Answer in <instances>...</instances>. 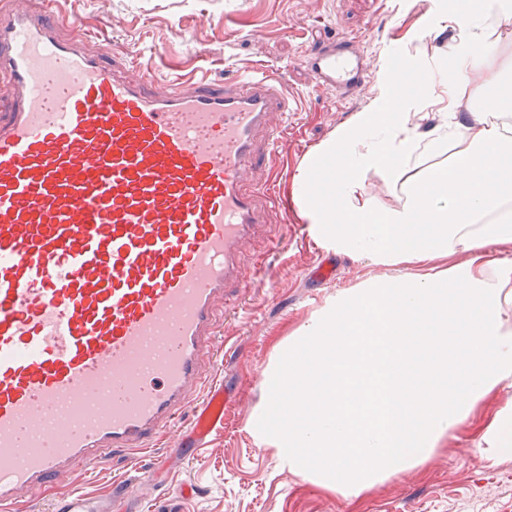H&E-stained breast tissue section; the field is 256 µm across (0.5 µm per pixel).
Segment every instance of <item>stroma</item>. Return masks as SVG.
<instances>
[{
	"instance_id": "35a3bbf8",
	"label": "stroma",
	"mask_w": 512,
	"mask_h": 512,
	"mask_svg": "<svg viewBox=\"0 0 512 512\" xmlns=\"http://www.w3.org/2000/svg\"><path fill=\"white\" fill-rule=\"evenodd\" d=\"M449 0H56L81 17L109 55L133 56L162 75L206 70L237 79L275 73L298 103L288 126V151L274 156L286 190L308 158L337 131L369 111L379 83L398 59L426 67L447 50L456 29L431 16ZM358 37L371 77L359 95L336 100L320 89L304 65L321 32ZM400 190L382 167L370 169L352 194L355 206L383 215ZM282 243L255 276L243 309L224 316L233 354L221 358L218 380L231 391L223 427L205 447L183 456L169 440L145 453H118L68 487L97 496L121 485L131 512H512V458L490 464L480 448L483 428L499 402L483 401L469 420L413 462L351 497L303 478L283 464L278 448L261 442L256 423L270 393L269 376L297 329L340 291L387 273L415 274L416 266L388 267L332 251L336 274L309 277L321 255L294 224L271 211ZM169 465L154 479L145 472L156 458Z\"/></svg>"
}]
</instances>
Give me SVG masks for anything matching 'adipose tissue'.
Returning <instances> with one entry per match:
<instances>
[{"mask_svg":"<svg viewBox=\"0 0 512 512\" xmlns=\"http://www.w3.org/2000/svg\"><path fill=\"white\" fill-rule=\"evenodd\" d=\"M504 0H453L458 30L414 88L385 78L369 112L324 143L295 179L314 239L388 265L448 256L450 267L384 275L336 296L301 325L277 371L262 438L292 468L359 495L439 444L475 404L506 396L481 436L486 459L512 458V263L484 248H512V50L488 20L512 25ZM448 104L440 124L423 125L436 83ZM450 163L422 166L445 146ZM383 162L398 204L384 219L352 207L366 172Z\"/></svg>","mask_w":512,"mask_h":512,"instance_id":"ef3b65f1","label":"adipose tissue"}]
</instances>
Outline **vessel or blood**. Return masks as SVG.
Here are the masks:
<instances>
[{"mask_svg":"<svg viewBox=\"0 0 512 512\" xmlns=\"http://www.w3.org/2000/svg\"><path fill=\"white\" fill-rule=\"evenodd\" d=\"M305 64L344 99L368 69L357 38ZM292 103L273 76L161 77L110 57L73 15L0 0V512H112L74 471L145 450L183 412L193 455L225 419L208 398L224 312L279 204L272 148Z\"/></svg>","mask_w":512,"mask_h":512,"instance_id":"vessel-or-blood-1","label":"vessel or blood"}]
</instances>
